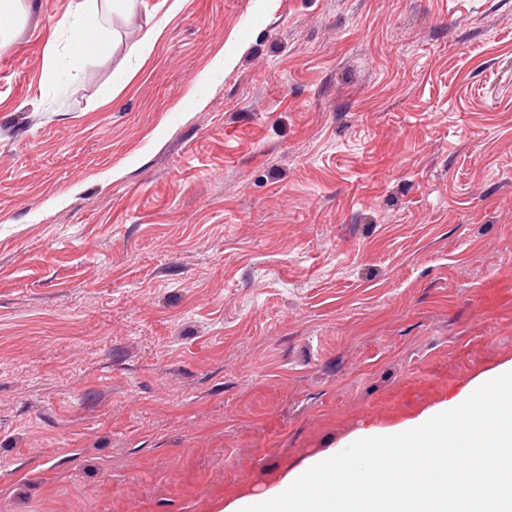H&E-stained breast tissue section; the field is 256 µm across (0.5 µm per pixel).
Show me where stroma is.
<instances>
[{"label": "stroma", "mask_w": 512, "mask_h": 512, "mask_svg": "<svg viewBox=\"0 0 512 512\" xmlns=\"http://www.w3.org/2000/svg\"><path fill=\"white\" fill-rule=\"evenodd\" d=\"M0 49V512H224L512 362V0H183ZM112 11L119 8L129 15L138 11L141 0H79L70 13L59 21V26L68 33L66 45L54 47L50 52L49 70L53 71L62 60L89 59L105 54L110 49L108 5ZM90 40L94 48L87 50L84 42Z\"/></svg>", "instance_id": "stroma-1"}]
</instances>
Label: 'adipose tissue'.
<instances>
[{
    "instance_id": "obj_1",
    "label": "adipose tissue",
    "mask_w": 512,
    "mask_h": 512,
    "mask_svg": "<svg viewBox=\"0 0 512 512\" xmlns=\"http://www.w3.org/2000/svg\"><path fill=\"white\" fill-rule=\"evenodd\" d=\"M141 0H76L70 13L59 22L68 34L64 47L50 52L51 65L63 60L89 59L110 49L107 28L108 9L116 7L127 14H136Z\"/></svg>"
}]
</instances>
